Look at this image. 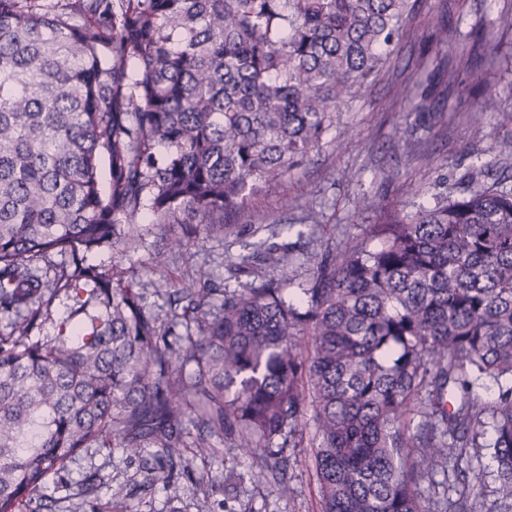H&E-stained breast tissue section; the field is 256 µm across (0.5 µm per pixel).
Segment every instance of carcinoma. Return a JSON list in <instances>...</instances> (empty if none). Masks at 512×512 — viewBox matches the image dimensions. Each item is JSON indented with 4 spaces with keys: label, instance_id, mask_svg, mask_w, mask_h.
Listing matches in <instances>:
<instances>
[{
    "label": "carcinoma",
    "instance_id": "carcinoma-1",
    "mask_svg": "<svg viewBox=\"0 0 512 512\" xmlns=\"http://www.w3.org/2000/svg\"><path fill=\"white\" fill-rule=\"evenodd\" d=\"M414 0H0V512H40L85 448L172 461L195 415L276 458L312 411L321 512H432L439 463L474 496L490 437L494 512H512V186L395 211L295 283L177 284L176 347L120 262L151 217L168 252L228 233L250 198L336 130L409 35ZM107 167L109 188H101ZM177 226L176 232L171 226ZM106 249L115 265H90ZM60 258L49 280L40 265ZM68 316L35 337L59 295ZM193 364L187 374L184 366ZM497 388L491 403L477 389ZM448 512H478L466 493Z\"/></svg>",
    "mask_w": 512,
    "mask_h": 512
}]
</instances>
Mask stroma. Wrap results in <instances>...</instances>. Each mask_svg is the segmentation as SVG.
<instances>
[{"label": "stroma", "instance_id": "1", "mask_svg": "<svg viewBox=\"0 0 512 512\" xmlns=\"http://www.w3.org/2000/svg\"><path fill=\"white\" fill-rule=\"evenodd\" d=\"M506 7L512 8V0H419L410 37L339 112L343 137L327 135L305 165L253 195L247 224L226 235L197 237L169 253L158 270L148 259L160 231L146 226L141 247L123 264L138 270L144 303L162 326L195 334V323L179 318L174 283L234 284V267L252 254L253 243L288 245L289 273L308 277L324 250L343 251L375 223L363 198L409 212L428 204L433 193L457 194L460 177L482 161L491 162L492 178L512 184V30L488 24ZM440 20L448 23V41L438 45L428 36ZM473 51L477 63L456 70L457 57ZM488 94L496 103L486 111L482 101ZM423 97L429 111H415ZM300 428L301 446L284 449L276 473L259 480L254 473L263 468V458L243 452L233 436L207 435L208 452H198L204 428L190 415L186 446L174 468L153 448L137 457L115 445L88 448L50 476L42 500L46 512H320L312 416L302 418ZM89 475L97 489L87 497L81 483Z\"/></svg>", "mask_w": 512, "mask_h": 512}]
</instances>
